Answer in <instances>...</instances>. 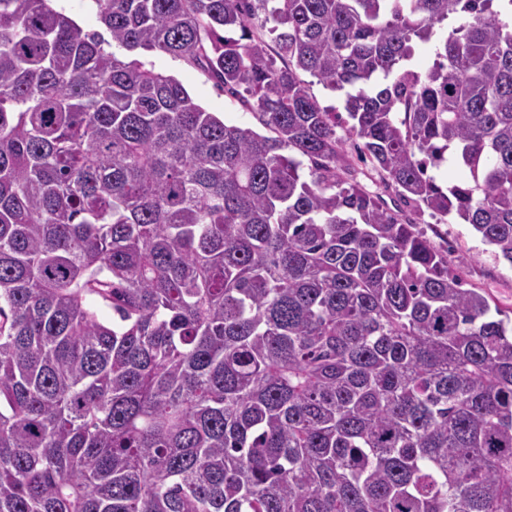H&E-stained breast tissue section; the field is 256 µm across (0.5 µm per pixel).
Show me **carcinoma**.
Here are the masks:
<instances>
[{
    "mask_svg": "<svg viewBox=\"0 0 512 512\" xmlns=\"http://www.w3.org/2000/svg\"><path fill=\"white\" fill-rule=\"evenodd\" d=\"M50 2L0 0V512H512L509 319L299 78L346 92L385 188L512 264V12L93 0L261 133ZM135 57L177 78L206 111L214 112L220 118H224L226 123L263 131L252 111L244 107L236 98L220 91L200 68L183 59L157 52L139 56L137 53Z\"/></svg>",
    "mask_w": 512,
    "mask_h": 512,
    "instance_id": "1",
    "label": "carcinoma"
}]
</instances>
